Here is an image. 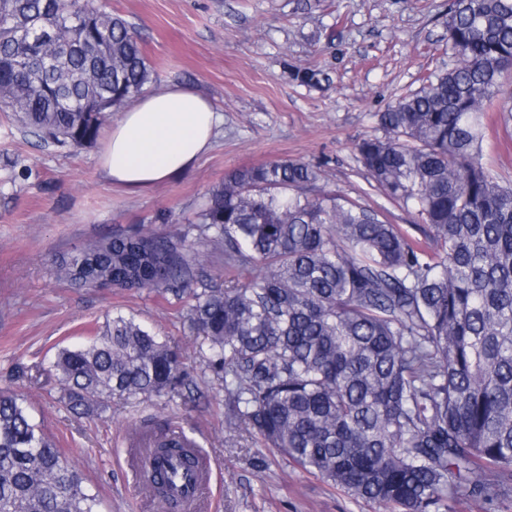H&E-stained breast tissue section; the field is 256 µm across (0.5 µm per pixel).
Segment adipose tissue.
<instances>
[{
	"mask_svg": "<svg viewBox=\"0 0 512 512\" xmlns=\"http://www.w3.org/2000/svg\"><path fill=\"white\" fill-rule=\"evenodd\" d=\"M223 120L215 104L195 89L178 84L149 89L108 131L101 174L130 194L178 179L209 151Z\"/></svg>",
	"mask_w": 512,
	"mask_h": 512,
	"instance_id": "obj_1",
	"label": "adipose tissue"
}]
</instances>
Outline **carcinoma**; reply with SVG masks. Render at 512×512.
<instances>
[{"label": "carcinoma", "instance_id": "obj_1", "mask_svg": "<svg viewBox=\"0 0 512 512\" xmlns=\"http://www.w3.org/2000/svg\"><path fill=\"white\" fill-rule=\"evenodd\" d=\"M454 67L375 114L357 144L369 185L427 225L414 239L297 160L242 166L197 213L198 237L246 283L206 282L187 233L131 231L61 258L71 287L191 300L189 330L224 387L225 421L333 487L394 512H438L462 492L512 491V181L484 162L489 113L512 71V0H454ZM52 57L56 67L44 60ZM157 72L136 28L104 0H0V112L45 144L94 143ZM8 181L32 170L6 157ZM67 407L114 397L191 399L171 340L120 313L46 370ZM142 462L161 509L198 464L165 425ZM492 479L472 478L478 465ZM98 501L27 408L0 393V512H97Z\"/></svg>", "mask_w": 512, "mask_h": 512}]
</instances>
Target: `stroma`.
I'll return each instance as SVG.
<instances>
[{
	"instance_id": "35a3bbf8",
	"label": "stroma",
	"mask_w": 512,
	"mask_h": 512,
	"mask_svg": "<svg viewBox=\"0 0 512 512\" xmlns=\"http://www.w3.org/2000/svg\"><path fill=\"white\" fill-rule=\"evenodd\" d=\"M140 31L160 84L183 83L222 111L212 149L180 179L130 195L98 169L100 144H42L0 115V155L30 166L0 182V391L22 399L96 493L99 512H157L132 479L129 431L149 417L182 427L211 459L207 512H392L329 486L224 418V393L198 355L187 303L146 290H83L55 279L56 260L117 233L187 230L226 172L277 160L321 165L325 189L384 210L416 238L415 214L372 189L356 145L375 115L451 68L452 0H108ZM320 71L314 85L296 69ZM488 167L512 179V119L487 131ZM135 318L179 345L192 403L115 398L91 418L71 413L56 380L37 376L58 349L87 343L107 317Z\"/></svg>"
}]
</instances>
